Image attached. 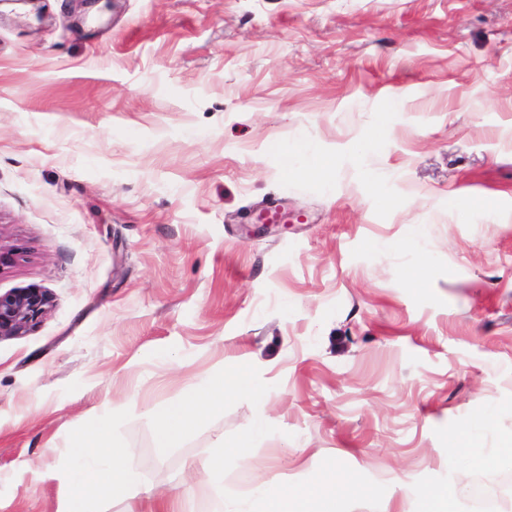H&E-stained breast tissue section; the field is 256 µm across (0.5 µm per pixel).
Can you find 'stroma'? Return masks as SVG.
Returning a JSON list of instances; mask_svg holds the SVG:
<instances>
[{"label":"stroma","mask_w":512,"mask_h":512,"mask_svg":"<svg viewBox=\"0 0 512 512\" xmlns=\"http://www.w3.org/2000/svg\"><path fill=\"white\" fill-rule=\"evenodd\" d=\"M270 202L288 226L255 234ZM20 288L52 306L0 340V512H57L103 420L191 512L200 462L246 434L287 489L349 474L336 512H422L472 427L494 464L459 512H512V0H0ZM240 369L267 404L160 447L146 407Z\"/></svg>","instance_id":"obj_1"}]
</instances>
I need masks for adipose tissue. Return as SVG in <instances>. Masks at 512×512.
<instances>
[{"label":"adipose tissue","mask_w":512,"mask_h":512,"mask_svg":"<svg viewBox=\"0 0 512 512\" xmlns=\"http://www.w3.org/2000/svg\"><path fill=\"white\" fill-rule=\"evenodd\" d=\"M240 394L251 395L261 403L269 397L246 372L220 373L205 378L182 400L151 410V417L160 426V445L176 441L196 423L222 411L227 397ZM70 455L79 467L61 473L69 494L59 512H96L109 498L123 495L154 499L153 489L139 483L130 465V450L113 445L108 424L76 437ZM348 482V477L338 471L323 474L302 489L294 502L289 501L286 489L271 480H256L253 491L261 500L260 512H319L315 509L319 502L324 505L320 512H336L335 490Z\"/></svg>","instance_id":"ef3b65f1"}]
</instances>
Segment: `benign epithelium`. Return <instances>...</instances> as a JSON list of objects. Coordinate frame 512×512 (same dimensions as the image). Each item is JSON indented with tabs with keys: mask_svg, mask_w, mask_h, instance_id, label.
Listing matches in <instances>:
<instances>
[{
	"mask_svg": "<svg viewBox=\"0 0 512 512\" xmlns=\"http://www.w3.org/2000/svg\"><path fill=\"white\" fill-rule=\"evenodd\" d=\"M51 306L52 298L44 288L0 293V340L26 335Z\"/></svg>",
	"mask_w": 512,
	"mask_h": 512,
	"instance_id": "1",
	"label": "benign epithelium"
}]
</instances>
